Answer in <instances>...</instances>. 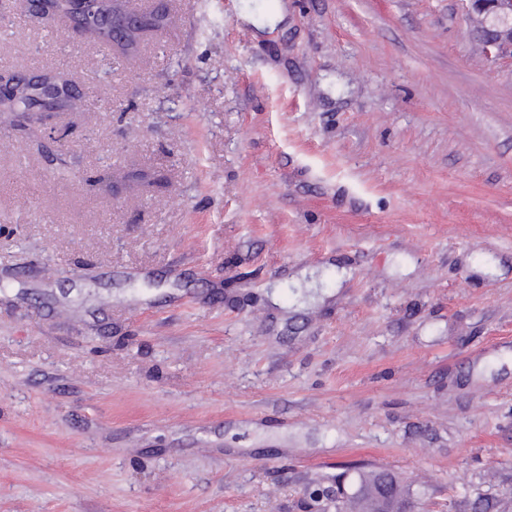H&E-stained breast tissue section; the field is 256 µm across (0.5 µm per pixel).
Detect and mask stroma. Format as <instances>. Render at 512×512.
<instances>
[{
	"label": "stroma",
	"mask_w": 512,
	"mask_h": 512,
	"mask_svg": "<svg viewBox=\"0 0 512 512\" xmlns=\"http://www.w3.org/2000/svg\"><path fill=\"white\" fill-rule=\"evenodd\" d=\"M166 7L131 66L0 0L83 104L0 135V512H512V61L462 0ZM389 477L391 481H395V488H390L384 494L380 491L379 478L387 485L385 479ZM410 499L407 493L400 485L399 481L393 475L384 474V472H370L363 475L360 479V487L357 493L347 497L341 502L342 511L339 512H412L410 503L406 505V501Z\"/></svg>",
	"instance_id": "35a3bbf8"
}]
</instances>
